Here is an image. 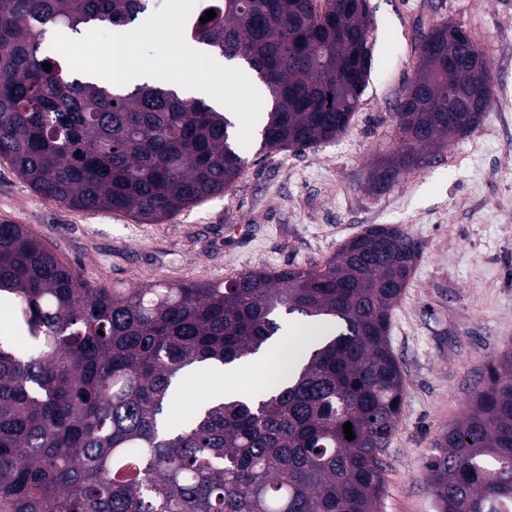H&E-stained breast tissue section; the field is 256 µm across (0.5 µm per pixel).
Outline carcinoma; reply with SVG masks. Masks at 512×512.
I'll return each mask as SVG.
<instances>
[{"instance_id": "cac0c4a2", "label": "carcinoma", "mask_w": 512, "mask_h": 512, "mask_svg": "<svg viewBox=\"0 0 512 512\" xmlns=\"http://www.w3.org/2000/svg\"><path fill=\"white\" fill-rule=\"evenodd\" d=\"M149 2L0 0V157L55 204L157 224L243 168L232 113L154 82L74 77L52 53L55 33L117 31ZM204 2L215 17L192 38L271 100L264 147L305 150L345 130L373 61L356 0H326L322 19L315 0ZM424 51L433 66L415 67L416 91L393 112L395 159L414 170L448 146L461 107L448 74L485 77L446 23ZM419 255L401 226L374 224L319 268L108 288L27 225L0 222V304L20 323L0 341V512H381L404 392L390 318ZM289 315L327 334L250 395L168 419L185 375L265 355ZM428 471L438 512H512L511 345L436 439Z\"/></svg>"}]
</instances>
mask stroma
<instances>
[{"instance_id": "35a3bbf8", "label": "stroma", "mask_w": 512, "mask_h": 512, "mask_svg": "<svg viewBox=\"0 0 512 512\" xmlns=\"http://www.w3.org/2000/svg\"><path fill=\"white\" fill-rule=\"evenodd\" d=\"M373 68L335 140L268 151L253 135L224 195L159 224L75 211L35 193L0 159V215L28 225L82 277L105 286L222 281L245 271L324 266L372 224H400L422 244L390 319L404 376L383 472V512H436L427 484L435 438L468 412L485 367L512 344V0H370ZM451 22L485 51L496 77L481 122L429 164L373 189L368 176L398 149L391 112L414 76L418 46ZM221 374L184 380L177 420Z\"/></svg>"}]
</instances>
